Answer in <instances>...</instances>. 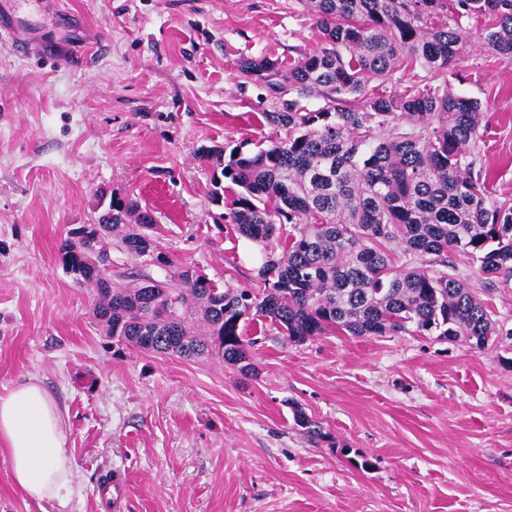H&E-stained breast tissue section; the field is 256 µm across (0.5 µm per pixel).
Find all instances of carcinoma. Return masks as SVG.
Here are the masks:
<instances>
[{
  "mask_svg": "<svg viewBox=\"0 0 512 512\" xmlns=\"http://www.w3.org/2000/svg\"><path fill=\"white\" fill-rule=\"evenodd\" d=\"M321 44L284 64L245 59L241 73L277 99L261 113L275 131L247 155L206 149L239 234L267 246L263 290L224 288L156 251L150 211L117 198L96 224L68 233L59 253L94 291L92 317L117 347L191 359L216 357L254 374L241 322L260 318L303 342L327 333L499 335L490 304L455 259L479 263L488 283L512 278V199L494 193L479 143L487 106L455 93L469 21L484 49L512 63V0H301ZM401 72L403 92L375 82ZM314 98L315 109L304 101ZM122 252L138 272L110 282L91 266ZM165 272L156 278L146 267ZM307 438L326 437L296 409Z\"/></svg>",
  "mask_w": 512,
  "mask_h": 512,
  "instance_id": "carcinoma-1",
  "label": "carcinoma"
}]
</instances>
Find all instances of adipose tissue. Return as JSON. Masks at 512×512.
<instances>
[{
    "label": "adipose tissue",
    "instance_id": "obj_1",
    "mask_svg": "<svg viewBox=\"0 0 512 512\" xmlns=\"http://www.w3.org/2000/svg\"><path fill=\"white\" fill-rule=\"evenodd\" d=\"M57 405L35 382L0 396V446L11 461L14 484L36 502L61 498L74 475V459Z\"/></svg>",
    "mask_w": 512,
    "mask_h": 512
}]
</instances>
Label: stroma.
<instances>
[{"label": "stroma", "mask_w": 512, "mask_h": 512, "mask_svg": "<svg viewBox=\"0 0 512 512\" xmlns=\"http://www.w3.org/2000/svg\"><path fill=\"white\" fill-rule=\"evenodd\" d=\"M15 23L42 51L0 44V395L38 382L77 472L66 501L39 504L0 447V512H103L115 476L119 512H512V280L459 267L505 330L486 349L408 333L294 343L247 321L246 377L113 348L61 262L69 231L122 197L151 211L170 259L258 287L200 151L266 146L273 98L239 64L317 48L299 0H39ZM468 31L454 90L488 104L483 160L512 198V63ZM297 407L325 439L305 438Z\"/></svg>", "instance_id": "stroma-1"}]
</instances>
